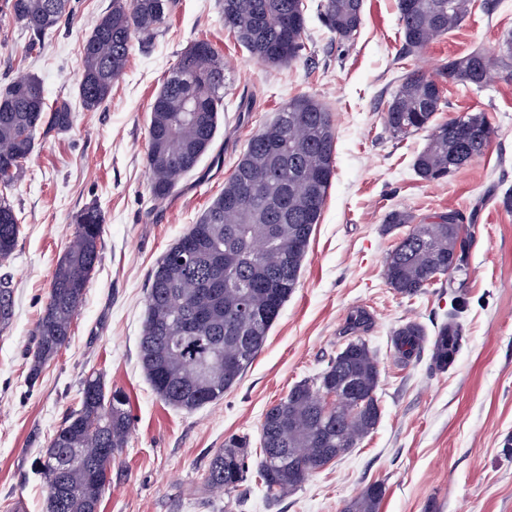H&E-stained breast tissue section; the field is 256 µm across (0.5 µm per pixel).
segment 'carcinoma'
Here are the masks:
<instances>
[{
  "label": "carcinoma",
  "mask_w": 512,
  "mask_h": 512,
  "mask_svg": "<svg viewBox=\"0 0 512 512\" xmlns=\"http://www.w3.org/2000/svg\"><path fill=\"white\" fill-rule=\"evenodd\" d=\"M178 0H112L96 20L81 52L78 97L86 110L99 108L124 74L132 44L159 31ZM405 50L419 52L470 14L472 0H399ZM363 0H322L324 27L340 41L356 38ZM15 21L29 33L28 49L70 19V0H11ZM224 27L250 54L272 66L301 59L306 50L303 0H221ZM512 60V33L496 51L452 57L434 75H406L388 101L384 122L395 135L429 130L427 146L413 169L435 181L468 166L488 149L495 129L485 114L467 113L433 123L442 110L443 83L452 80L482 90ZM224 63L205 40L179 58L151 105L149 149L151 195L160 207L180 180L212 148L216 118L223 109ZM74 107L62 96L46 101L40 80L27 75L0 90V185L8 188L25 173L24 163L42 128L58 133L74 124ZM332 113L320 101L301 96L284 104L248 140L224 189L195 224L172 245L152 270L145 299L139 359L155 394L166 404L194 411L224 397L261 351L269 329L299 283L314 227L319 223L334 171ZM101 210L92 205L76 213L73 241L52 274L47 303L35 330L31 376L55 360L66 346L84 302L91 273L102 250ZM410 225L388 253L384 278L397 294L413 298L438 275L467 266L470 227L457 212L419 222L403 211L388 214L392 229ZM21 233L11 200L0 196V265L12 258ZM14 288L0 278V330L14 315ZM462 338L457 311L448 313L430 342L432 360L444 371ZM426 341L423 327L408 321L393 331L395 356L407 364ZM379 363L369 344L356 339L314 376L294 385L272 404L261 424L257 476L270 499L300 486L309 475L342 457L379 422L376 396ZM353 382L356 395L342 408L326 412L316 395ZM132 427L126 396L106 392L101 376L81 382L76 407L39 457L46 512H94L111 486L102 451L121 452ZM250 439L230 438L211 459L205 485L226 496L247 474ZM381 483L366 486L345 512H378Z\"/></svg>",
  "instance_id": "carcinoma-1"
}]
</instances>
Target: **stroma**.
<instances>
[{
    "label": "stroma",
    "instance_id": "stroma-1",
    "mask_svg": "<svg viewBox=\"0 0 512 512\" xmlns=\"http://www.w3.org/2000/svg\"><path fill=\"white\" fill-rule=\"evenodd\" d=\"M304 0L306 51L277 69L258 62L225 29L220 0H178L151 41L134 42L123 76L98 109H77L72 129L36 133L26 174L9 190L22 224L10 264L15 312L0 331V512H45L38 459L75 407L80 384L102 373L128 398L133 427L112 466L99 512H343L366 485H384L379 512H512V81L475 91L444 82L437 122L482 112L495 128L485 154L442 180L413 170L427 131L397 136L384 112L395 82L412 71L439 72L449 58L496 46L512 31V0H476L471 15L425 49L404 53L398 0H364L355 40L340 43ZM112 0H70L71 17L40 52L0 0V87L30 74L47 98L75 96L83 41ZM227 65L224 110L213 148L153 209L147 165L150 105L194 41ZM312 96L330 108L336 131L331 186L311 236L300 284L267 341L222 399L186 412L153 392L139 363L146 288L157 261L224 187L251 135L280 107ZM97 205L105 216L101 259L71 339L29 382L34 329L58 259L73 239V216ZM394 210L422 219L448 210L472 219L464 287L438 276L408 299L385 282L387 253L403 229L386 230ZM459 307L460 349L435 369L430 348L398 363L393 331L412 320L427 336ZM363 338L378 356L381 417L373 432L279 500L255 475L223 496L204 485L225 440L259 450L266 409L313 376L345 344Z\"/></svg>",
    "mask_w": 512,
    "mask_h": 512
}]
</instances>
